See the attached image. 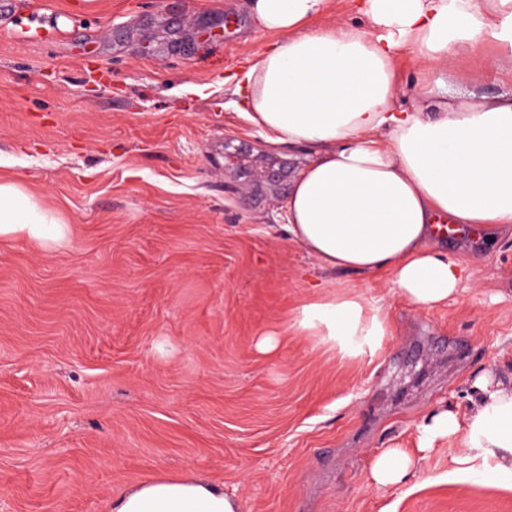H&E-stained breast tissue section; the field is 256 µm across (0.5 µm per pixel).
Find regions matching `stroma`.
<instances>
[{
	"instance_id": "1",
	"label": "stroma",
	"mask_w": 512,
	"mask_h": 512,
	"mask_svg": "<svg viewBox=\"0 0 512 512\" xmlns=\"http://www.w3.org/2000/svg\"><path fill=\"white\" fill-rule=\"evenodd\" d=\"M13 2L0 176L69 243L0 240V512H108L186 472L243 512H512V488L456 474L444 443L404 488L368 479L431 411L469 412L477 376L512 375V241L429 311L385 276L320 268L283 228L307 153L231 104L226 77L275 39L245 0ZM440 71L469 101L512 94L508 59ZM316 282L365 286L394 334L348 358L294 333Z\"/></svg>"
}]
</instances>
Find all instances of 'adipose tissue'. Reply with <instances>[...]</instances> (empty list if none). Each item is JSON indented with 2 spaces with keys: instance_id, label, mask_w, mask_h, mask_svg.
<instances>
[{
  "instance_id": "1",
  "label": "adipose tissue",
  "mask_w": 512,
  "mask_h": 512,
  "mask_svg": "<svg viewBox=\"0 0 512 512\" xmlns=\"http://www.w3.org/2000/svg\"><path fill=\"white\" fill-rule=\"evenodd\" d=\"M332 0H246L257 26L276 33L230 75L237 105L269 143L308 153L285 205L289 237L321 267L385 274L393 291L429 310L464 284L477 253L440 246L444 225L494 246L512 228V96L454 103L437 66L449 55L476 67L512 56V0H354L366 24H323ZM421 63L419 93L397 107L399 62ZM0 238L56 251L68 226L24 186L0 178ZM294 329L359 356L392 335L385 305L357 289L302 305ZM467 415L444 408L418 428L417 448H386L369 480L400 489L423 455L448 445L463 473L512 487V388L495 373L473 382ZM233 491L193 474L156 476L113 496L109 512H241Z\"/></svg>"
}]
</instances>
